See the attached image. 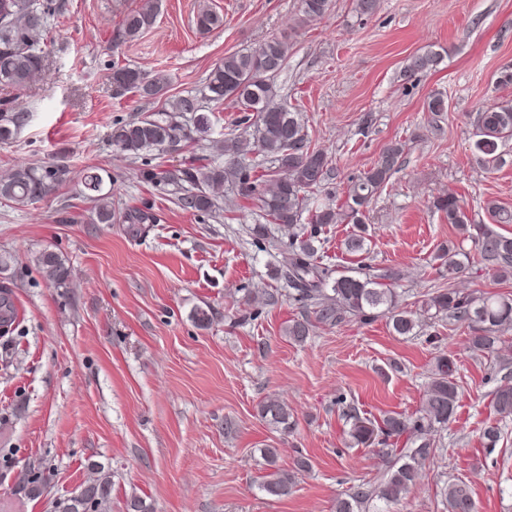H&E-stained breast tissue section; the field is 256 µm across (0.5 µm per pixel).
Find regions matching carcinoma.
<instances>
[{
  "instance_id": "cac0c4a2",
  "label": "carcinoma",
  "mask_w": 512,
  "mask_h": 512,
  "mask_svg": "<svg viewBox=\"0 0 512 512\" xmlns=\"http://www.w3.org/2000/svg\"><path fill=\"white\" fill-rule=\"evenodd\" d=\"M0 12V87L21 92L43 75L47 56L40 47V36L49 20L59 12L58 0H5ZM331 0H301L308 19H320L330 9ZM158 15V0H141L140 5L124 17L116 42L133 40L150 28ZM222 18L204 7L197 15V26L209 31L220 26ZM288 46L270 39L257 48L224 57L210 71L204 94L165 99L155 113L136 121L112 125V146L126 155L149 150H163L182 142L207 140L213 133L214 113L229 102L241 112L256 113L254 137L224 139V155L228 165H191L178 170L144 168L140 179L146 183L174 186L181 191L178 204L186 210L210 213L216 208L215 190L229 181L237 182L243 191L258 194L261 208L273 223L288 228V241L280 246L281 261L274 275L284 280L288 299L310 310L313 318L294 319L286 334L296 344H303L313 332L314 324L333 326L348 317L361 323L387 317L397 336L417 335L420 322L414 313L401 308L399 295L392 288L394 274H371L363 269L338 273L318 261V228L347 220L356 231L345 241V250L361 257L368 252L363 207L381 191L396 170L404 146L395 142L381 152L365 176L353 183L344 204L335 208L328 204L315 211L313 227L301 224L307 194L321 185L330 172L326 153L307 144L305 125L300 113L277 102L275 78L284 68ZM437 63L432 52L410 57L405 72L425 71ZM112 82L121 92H133L142 98L165 95L168 79L158 73L148 76L131 66L112 67ZM29 113L12 100L0 101V141H8L27 125ZM475 149L490 169L503 163L499 143L512 138V106L486 109L478 113ZM257 147L277 164V170L256 184L241 165L242 157ZM72 180V170L65 163L32 165L21 163L0 177V200L16 204L34 203L57 187ZM88 196L95 202L96 221L112 223V190L97 172L81 178ZM448 223L474 244L480 257V270H488L498 278L512 275V236L500 234L485 224H470L459 198L448 194L434 202ZM122 222L130 231L142 234L157 223L151 207L133 208L124 213ZM440 271L448 279L470 266V255L453 244L443 245L434 255ZM37 264L58 288L66 286L68 267L61 256L43 251ZM425 311L436 318L446 315L467 323L473 329L469 348L483 355H493L502 344V333L512 327V295H474L457 288H441L423 302ZM16 319V309L6 293L0 294V323ZM451 356L442 352L435 358L432 380L422 406L412 414L385 412L381 417H366L354 408L346 411L348 447H364L385 462L375 481L351 487L336 499L335 512H389V506L401 501L416 485L422 467L434 455L431 432L448 425L458 403V385ZM490 407L503 421L512 418V379L506 377L491 393ZM258 415L269 424L289 433L297 421L284 402L269 397L258 406ZM269 472L262 476L258 488L268 496L282 497L293 485V476L277 466V449H263ZM112 480L108 476L84 484L71 496L59 500L54 512H102L110 500ZM448 512H475L470 486L462 481L448 483L443 489Z\"/></svg>"
}]
</instances>
